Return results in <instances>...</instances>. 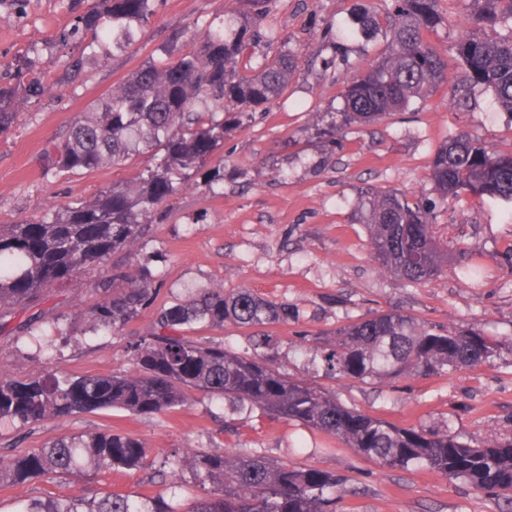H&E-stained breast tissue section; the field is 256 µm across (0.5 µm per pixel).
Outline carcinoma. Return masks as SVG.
<instances>
[{"label": "carcinoma", "mask_w": 512, "mask_h": 512, "mask_svg": "<svg viewBox=\"0 0 512 512\" xmlns=\"http://www.w3.org/2000/svg\"><path fill=\"white\" fill-rule=\"evenodd\" d=\"M265 0H240L242 22L193 35L184 51L176 42L132 72L126 82L90 111L79 114L67 135L44 153L47 170L80 173L122 165L153 151L151 163L131 181L114 183L88 199L60 206L36 222L0 224V325L19 312L27 323L46 293L82 269L112 262L111 274L95 286L100 298L88 312L91 330L118 331L152 308L155 289L146 264H134L131 247L153 224L166 221L167 203L185 180L199 173L224 144V103L262 106L288 87L295 70L291 53H280L253 68L251 48L263 36ZM463 30L455 40L462 85L490 90L512 112V0H467ZM156 0H72V20L58 43L71 49L63 72L50 79L16 56L0 78V133L16 122L20 103L40 100L79 80L92 65L136 49L139 34L155 13ZM436 0H393L386 19L387 50L347 81L343 122L366 123L403 110L447 81L448 62L423 32L436 27ZM368 35L380 30L375 15L354 17ZM430 178L442 197L471 192L512 202V150L500 151L461 132L440 148ZM433 203L409 200L395 190L361 193V222L380 270L410 283L429 282L442 271L448 250L432 224ZM288 308L246 289L205 291L153 313L150 327L130 344L135 375L41 377L0 380V421L26 425L110 409L132 415L165 414L181 407L188 393L221 397L233 410L260 411L270 419L296 421L341 441L358 455L391 469L428 468L450 480L502 499L512 512V439L472 442L448 432L402 427L349 407L335 395L280 370L258 348L251 353L218 343H201L187 333L198 323L265 328L288 320ZM326 375L363 383L421 376L453 375L512 351V339L469 329L421 323L399 311H377L334 332L311 337ZM98 471L190 469L205 494L182 509L164 493L140 504L112 492L101 497L34 498L15 512H336V492L345 478L301 469L249 448L235 454H173L155 468L151 449L134 437L103 431L60 437L47 447L15 456L0 467V482L23 484L73 472L80 465Z\"/></svg>", "instance_id": "carcinoma-1"}]
</instances>
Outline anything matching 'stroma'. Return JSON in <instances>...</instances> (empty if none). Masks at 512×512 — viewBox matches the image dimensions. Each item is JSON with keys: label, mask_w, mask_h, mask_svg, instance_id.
Here are the masks:
<instances>
[{"label": "stroma", "mask_w": 512, "mask_h": 512, "mask_svg": "<svg viewBox=\"0 0 512 512\" xmlns=\"http://www.w3.org/2000/svg\"><path fill=\"white\" fill-rule=\"evenodd\" d=\"M390 3L265 0L264 25L277 38L257 42L252 60L293 53L296 69L287 89L256 108L225 103L223 183L212 192L201 177L188 180L168 202L170 219L153 225L135 250L139 262L155 272L156 306L195 290L238 288L286 306L288 320L267 328L266 354L282 371L335 393L346 405L401 426L438 429L475 442L509 438L512 353L452 376L407 374L391 383L364 384L325 376L301 344L302 337L387 310L444 327L512 336V203L472 193L444 200L429 177L434 153L459 132L512 149V114L499 107L492 92L474 90L460 106L452 100V87L462 79L453 46L465 0H437L441 22L424 33L448 61L447 84L380 121L343 127L337 144H329L325 134L342 117L345 83L387 47L383 33L363 34L353 17L365 9L385 19ZM69 6L70 0H0V64L23 53L37 67L58 72L65 50L57 39L71 19ZM239 23L238 0H157L135 51L90 67L83 80L55 95L19 106L14 126L0 134V224L37 221L71 198H88L130 180L148 164L149 154L72 175L46 171L43 153L77 114L122 86L173 32H182L179 45L187 50L189 33ZM368 188L435 201L433 222L448 241V264L438 278L412 284L379 271L358 214L360 193ZM462 245L477 250L476 261L459 255ZM103 272L100 266L86 270L41 303L45 321L66 331L53 353L37 350L24 314L0 328V379L136 373L128 345L149 328L152 317L145 312L118 332L90 333L86 312ZM229 420L237 425L236 435L224 432ZM109 429L142 440L160 461L177 450L224 451L236 443L302 469L342 475L346 482L336 512H499L496 496L463 482L429 470L390 469L320 431L257 411L236 414L228 401L197 394L165 415L113 409L23 427L0 425V464L59 437ZM160 490L145 470L77 472L0 485V512H13L18 500L47 495L90 498L116 491L136 503Z\"/></svg>", "instance_id": "35a3bbf8"}]
</instances>
